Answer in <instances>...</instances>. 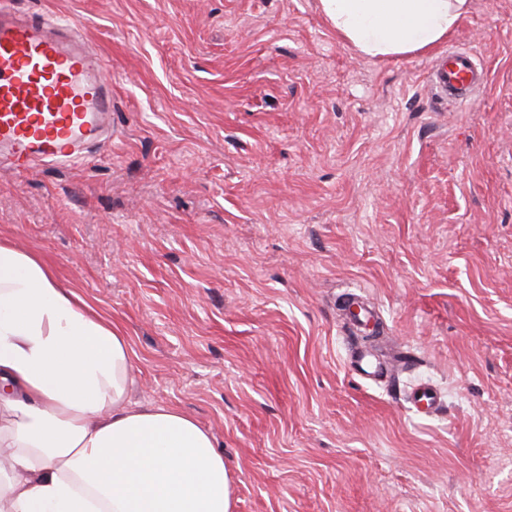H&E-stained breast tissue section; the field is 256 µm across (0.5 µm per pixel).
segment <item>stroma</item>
Returning <instances> with one entry per match:
<instances>
[{
	"label": "stroma",
	"instance_id": "stroma-1",
	"mask_svg": "<svg viewBox=\"0 0 512 512\" xmlns=\"http://www.w3.org/2000/svg\"><path fill=\"white\" fill-rule=\"evenodd\" d=\"M24 6L106 60L112 137L0 170V238L122 326L130 402L210 432L235 512H512V0L439 48L487 72L462 109L436 53L363 56L319 0ZM349 293L384 382L349 368ZM412 403L419 412L432 414L439 409L440 398L433 388L423 386L412 396Z\"/></svg>",
	"mask_w": 512,
	"mask_h": 512
}]
</instances>
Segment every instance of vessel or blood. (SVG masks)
Wrapping results in <instances>:
<instances>
[{"mask_svg":"<svg viewBox=\"0 0 512 512\" xmlns=\"http://www.w3.org/2000/svg\"><path fill=\"white\" fill-rule=\"evenodd\" d=\"M106 67L76 21L49 20L0 0V166L20 172L74 161L101 142L112 120ZM486 81L465 49L428 71L436 97L460 105Z\"/></svg>","mask_w":512,"mask_h":512,"instance_id":"obj_1","label":"vessel or blood"}]
</instances>
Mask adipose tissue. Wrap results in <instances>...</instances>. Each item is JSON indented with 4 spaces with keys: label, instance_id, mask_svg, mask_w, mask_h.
Masks as SVG:
<instances>
[{
    "label": "adipose tissue",
    "instance_id": "adipose-tissue-1",
    "mask_svg": "<svg viewBox=\"0 0 512 512\" xmlns=\"http://www.w3.org/2000/svg\"><path fill=\"white\" fill-rule=\"evenodd\" d=\"M370 58L428 52L470 0H320ZM124 332L0 240V512H233L209 431L175 406L127 402Z\"/></svg>",
    "mask_w": 512,
    "mask_h": 512
}]
</instances>
